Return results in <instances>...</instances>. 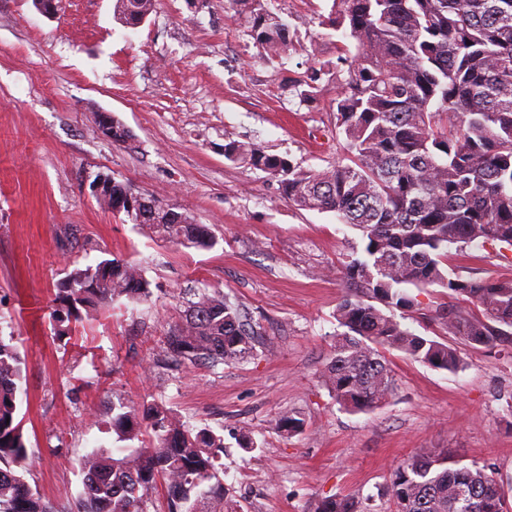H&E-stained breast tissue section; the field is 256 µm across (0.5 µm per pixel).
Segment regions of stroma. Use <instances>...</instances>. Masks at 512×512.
I'll use <instances>...</instances> for the list:
<instances>
[{"instance_id":"obj_1","label":"stroma","mask_w":512,"mask_h":512,"mask_svg":"<svg viewBox=\"0 0 512 512\" xmlns=\"http://www.w3.org/2000/svg\"><path fill=\"white\" fill-rule=\"evenodd\" d=\"M115 0H0V335L25 359L19 411L39 463L27 480L54 503L77 500L78 461L117 447L112 401L161 400L183 421L224 437V474L238 512H318L349 497L392 512L390 481L411 456L443 454L512 477V343L460 345L462 369L428 367L387 351L395 379L378 408L351 413L320 372L346 294L342 267L359 232L335 214L296 209L266 174L224 158L253 141L305 169L335 162L339 85L305 101L297 84L312 61L335 59L321 25L331 0H267L293 41L262 56L233 20L230 0H156L130 28ZM130 132L115 143L99 115ZM111 176L211 225L208 250L160 241L102 209L90 188ZM117 258L139 265L149 303L114 302L76 325L68 342L50 325L70 265ZM452 278L512 280V247L473 243L448 251ZM220 289L257 338L254 354L213 369L164 360L161 340L180 323V293ZM397 318L440 342L442 317L466 298L434 286ZM296 412L302 434L277 423ZM256 445L241 447L242 436Z\"/></svg>"}]
</instances>
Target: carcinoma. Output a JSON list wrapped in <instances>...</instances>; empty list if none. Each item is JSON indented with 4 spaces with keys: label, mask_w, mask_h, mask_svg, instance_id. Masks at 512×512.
<instances>
[{
    "label": "carcinoma",
    "mask_w": 512,
    "mask_h": 512,
    "mask_svg": "<svg viewBox=\"0 0 512 512\" xmlns=\"http://www.w3.org/2000/svg\"><path fill=\"white\" fill-rule=\"evenodd\" d=\"M260 53L288 49L290 26L264 0H232ZM154 0H116L126 27L143 23ZM323 24L340 37L336 61L306 70L297 84L306 100L325 76L340 85L330 104L344 151L320 170L302 169L254 142L229 141L224 158L265 172L289 203L333 212L361 233L362 254L344 266L350 288L336 308V335L322 378L350 412L381 406L394 378L384 349L427 366L461 368L456 346L404 328L394 310L414 306L408 292L442 286L478 310L442 317L448 334L471 347L512 342V282L449 277L448 246L475 241L512 246V0H332ZM128 183L112 180L100 206L147 226L187 248L217 240L181 208L152 195L136 206ZM125 298L146 304L142 269L119 259L75 266L57 288L52 312L58 340L72 325ZM255 332L218 291L196 289L179 324L163 337L168 361L215 368L253 354ZM14 337L0 336V512H71L44 499L25 479L35 465L19 418L22 379ZM279 429L301 433L304 419L283 414ZM112 430L122 445L79 459L84 473L77 512H233L221 482L224 437L190 428L157 400L112 402ZM395 512H512L494 468L450 466L445 457L418 455L391 480ZM320 512H360L348 497L323 501Z\"/></svg>",
    "instance_id": "1"
}]
</instances>
